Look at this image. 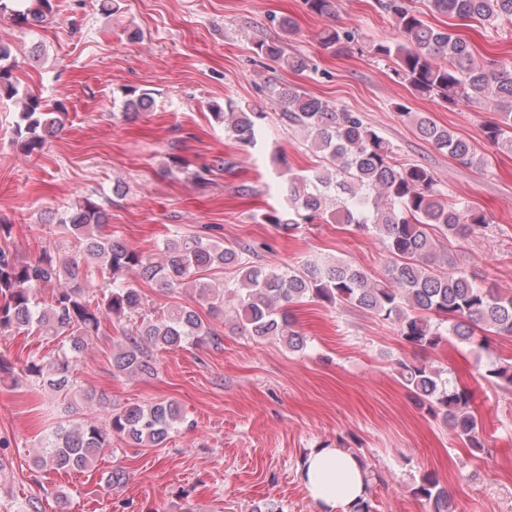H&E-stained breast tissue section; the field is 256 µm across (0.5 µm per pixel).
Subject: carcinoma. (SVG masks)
<instances>
[{
  "instance_id": "cac0c4a2",
  "label": "carcinoma",
  "mask_w": 512,
  "mask_h": 512,
  "mask_svg": "<svg viewBox=\"0 0 512 512\" xmlns=\"http://www.w3.org/2000/svg\"><path fill=\"white\" fill-rule=\"evenodd\" d=\"M411 2L377 0L396 37L371 44L369 53L391 62L395 78L416 98L445 107L492 104L498 118L485 126L486 139L512 151V61L475 60L470 43L446 28L427 24ZM303 4L320 18L336 14V0ZM426 7L432 14L512 31V0H426ZM53 12V0H0V18L20 24L37 26ZM354 40L353 31L327 25L319 44L337 54ZM255 50L294 72L310 68L307 55L286 53L278 39L259 40ZM14 67L10 49L0 45V91L11 96L17 95ZM268 92L270 102L281 109V120L303 134L319 162L303 173L283 172L288 210L266 213L263 220L290 230L329 220L352 225L381 241L391 256L384 273L374 277L341 260L271 266L258 260L252 244L224 246L199 235H174L153 257L108 231L104 204L84 196L57 217L67 235L64 255L44 247L34 258L21 261L0 247V336L24 333L59 339L57 356L48 361L32 355L18 368L0 361L1 381L45 386L72 408L78 394L72 373L106 318L120 326L122 337L112 346L109 362L128 377L155 375L159 351L219 340L218 332L191 304L161 313L149 310L141 289L127 281L131 272L162 291L190 289L196 301L208 305L211 316H227L241 333L281 340L292 352L306 346V337L294 329L289 313L291 305L303 302L371 313L422 352L450 343L483 348L487 332L512 336V292L459 269L445 246L480 233L491 219L463 202L448 201L430 169L400 162L393 145L359 113L295 86H271ZM153 103L150 93L132 90L126 94L123 115L129 119ZM396 109L434 149L469 167L483 164V156L454 131L403 103ZM63 112L64 107L50 108L36 95L21 97L14 122L20 150L29 156L41 151L58 132ZM211 116L230 139L248 147L257 143L267 113L229 100L211 105ZM222 170L224 159L217 158L190 172V178L206 182ZM226 267L236 268L234 283L217 284L207 277V272ZM47 286L53 287L49 300L39 299L37 292ZM394 370L420 408L440 419L472 456L484 454L481 424L468 391L427 360L398 359ZM484 378L511 393L512 357L490 364ZM184 421L173 401L111 409L99 420L62 421L46 436L33 465L39 470L81 469L111 450L114 438L133 447H157ZM363 474L364 496L348 506V512H377L372 486L382 477L367 468ZM411 493L425 512H456L448 489L432 472L413 478Z\"/></svg>"
}]
</instances>
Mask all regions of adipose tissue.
Masks as SVG:
<instances>
[{
    "label": "adipose tissue",
    "mask_w": 512,
    "mask_h": 512,
    "mask_svg": "<svg viewBox=\"0 0 512 512\" xmlns=\"http://www.w3.org/2000/svg\"><path fill=\"white\" fill-rule=\"evenodd\" d=\"M299 474L321 512H338L364 492L359 462L339 448L311 449Z\"/></svg>",
    "instance_id": "1"
}]
</instances>
